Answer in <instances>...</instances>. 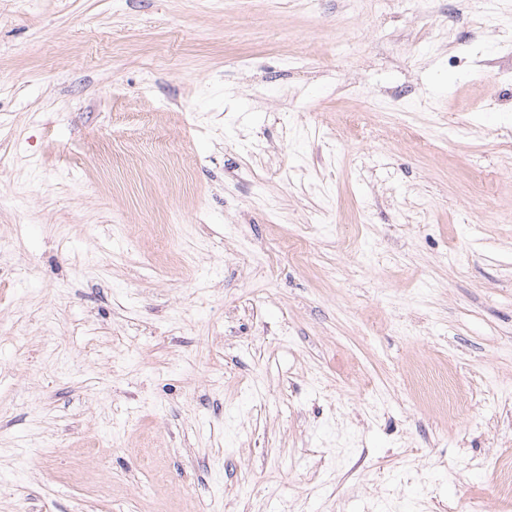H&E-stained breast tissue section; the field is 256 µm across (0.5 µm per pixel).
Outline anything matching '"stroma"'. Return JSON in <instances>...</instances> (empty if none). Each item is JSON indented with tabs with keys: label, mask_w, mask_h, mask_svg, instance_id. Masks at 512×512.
I'll use <instances>...</instances> for the list:
<instances>
[{
	"label": "stroma",
	"mask_w": 512,
	"mask_h": 512,
	"mask_svg": "<svg viewBox=\"0 0 512 512\" xmlns=\"http://www.w3.org/2000/svg\"><path fill=\"white\" fill-rule=\"evenodd\" d=\"M1 197L0 512H512V0H0Z\"/></svg>",
	"instance_id": "obj_1"
}]
</instances>
